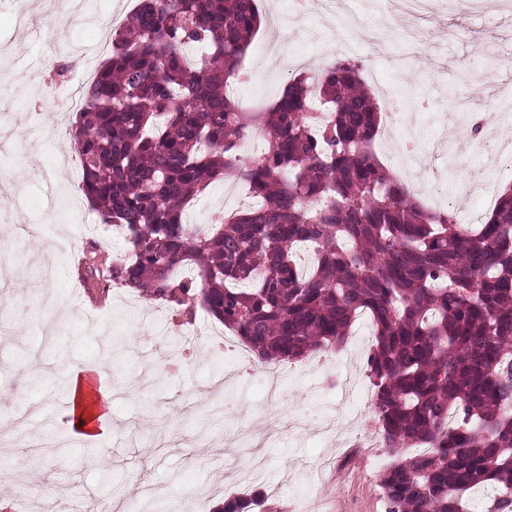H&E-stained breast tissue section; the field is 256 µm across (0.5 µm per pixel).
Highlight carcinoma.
<instances>
[{"mask_svg": "<svg viewBox=\"0 0 512 512\" xmlns=\"http://www.w3.org/2000/svg\"><path fill=\"white\" fill-rule=\"evenodd\" d=\"M260 24L255 0H140L115 31L72 147L126 249L87 274L186 323L204 308L261 363L338 348L369 314L377 435L424 448L382 474L387 512H474L485 488L512 512V192L482 224L423 206L375 154L382 115L352 60L244 111L225 87ZM227 173L259 204L185 223Z\"/></svg>", "mask_w": 512, "mask_h": 512, "instance_id": "1", "label": "carcinoma"}]
</instances>
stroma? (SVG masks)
<instances>
[{
	"mask_svg": "<svg viewBox=\"0 0 512 512\" xmlns=\"http://www.w3.org/2000/svg\"><path fill=\"white\" fill-rule=\"evenodd\" d=\"M26 24L0 11V239L19 254L7 286L0 291V419L30 413L40 434L58 430L67 401V376L75 368L100 372L113 390L110 434L85 441L65 434L58 447H0V512H35L44 499L79 500L82 507L114 502L118 512H185L200 501L205 512L233 497L255 502L254 512H386L383 471L408 457L371 447L372 429L362 430L356 447L336 444L333 428L345 426L359 409L360 394L344 398L348 374L363 372L370 344L354 342L357 361L337 355L327 373L303 363L252 366L250 374L218 392L209 385L226 369L239 366L232 350L215 355L191 353L175 374L149 371L148 363L186 343L189 327L160 302L125 288L96 287L85 278V253L101 258L120 254L124 244L83 196L76 174L69 128L74 115L56 105L82 67L108 58L114 25L110 0H91L88 21L69 32L53 61L44 60L41 24L53 0H30ZM290 0H257L265 23L249 46L242 69L249 80L229 86L244 108L269 106L300 66L315 70L339 58L347 40L351 57L375 75L383 99L401 103L400 130L381 131L374 145L391 172L419 188L420 201L439 180L443 195L470 173L485 167L495 184L512 183V169L483 156L480 139L469 133L473 110L501 113L499 99L512 93V9L501 7L489 22L459 0H439L436 22L412 19L415 30L433 28L434 39L415 49L397 23L379 14L371 0H344L333 23L319 7L289 17ZM66 65L64 77L55 74ZM454 133L439 145L443 124ZM422 139L432 147L420 167H407L405 144ZM217 181L186 212L190 224L206 227L221 211L246 202L243 187L225 195ZM277 371L285 431L263 447H252L245 433L256 425L265 399L262 376ZM231 458L235 471L215 481L217 466ZM160 486L153 501L140 497L143 485Z\"/></svg>",
	"mask_w": 512,
	"mask_h": 512,
	"instance_id": "obj_1",
	"label": "stroma"
}]
</instances>
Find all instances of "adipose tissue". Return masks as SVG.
<instances>
[{
	"label": "adipose tissue",
	"instance_id": "adipose-tissue-1",
	"mask_svg": "<svg viewBox=\"0 0 512 512\" xmlns=\"http://www.w3.org/2000/svg\"><path fill=\"white\" fill-rule=\"evenodd\" d=\"M70 396L60 423L68 429L83 433L85 438L98 439L107 434L105 418L110 406L109 394L93 396L91 378L87 371L74 369L69 377Z\"/></svg>",
	"mask_w": 512,
	"mask_h": 512
}]
</instances>
